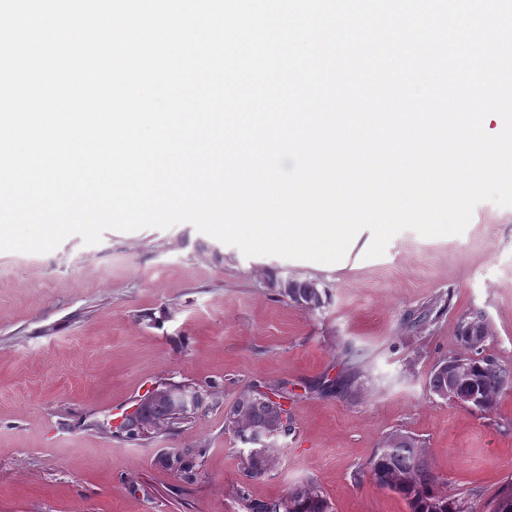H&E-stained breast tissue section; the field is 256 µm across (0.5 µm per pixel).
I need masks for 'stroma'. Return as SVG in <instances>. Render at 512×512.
I'll return each instance as SVG.
<instances>
[{
	"instance_id": "stroma-1",
	"label": "stroma",
	"mask_w": 512,
	"mask_h": 512,
	"mask_svg": "<svg viewBox=\"0 0 512 512\" xmlns=\"http://www.w3.org/2000/svg\"><path fill=\"white\" fill-rule=\"evenodd\" d=\"M371 241L361 230L333 264L248 257L185 222L94 245L72 235L34 259L0 252V512H248L306 481L333 512H408L356 478L395 430L491 512L512 484V390L485 413L433 395L429 377L477 312L492 326L487 354L512 366V207L479 203L458 235L401 231L378 258L365 256ZM289 280L328 289L329 303L311 313L283 300ZM429 305L425 328L407 327ZM347 346L357 392L321 393ZM164 382L220 383L228 404L254 383L286 387L292 432L276 470L246 482L220 408L144 443L101 431ZM201 440L195 483L159 465Z\"/></svg>"
}]
</instances>
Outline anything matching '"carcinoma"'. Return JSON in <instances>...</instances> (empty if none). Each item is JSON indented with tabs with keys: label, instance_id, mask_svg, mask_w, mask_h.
<instances>
[{
	"label": "carcinoma",
	"instance_id": "carcinoma-1",
	"mask_svg": "<svg viewBox=\"0 0 512 512\" xmlns=\"http://www.w3.org/2000/svg\"><path fill=\"white\" fill-rule=\"evenodd\" d=\"M279 295L291 302L315 311L325 305L323 292L312 282L288 281L279 289ZM491 336L490 322L481 313L461 322L457 341L465 352L438 363L429 379L430 391L444 399L470 409L490 412L503 391L512 388V370L484 354V349L473 345L469 332ZM462 361L470 369V380L476 387L473 399H467V390L454 378L452 364ZM360 370L348 365L347 373L323 387L325 391L350 389L358 381ZM197 384L161 383L162 397L146 394L133 412L124 416L112 434L128 441H148L153 435L187 424L192 418L223 404L220 386L211 383L195 394ZM288 394L279 386L250 385L243 389L230 407L224 409V427L237 441L249 448L245 476L259 480L275 470L280 463L277 439L286 436L291 428L285 426L288 410L282 400ZM152 427L150 434L140 431V425ZM206 444L199 442L191 448H169L159 458V465L185 483L198 476V458ZM368 477L382 490L399 495L408 512H473L472 493L450 492L443 487L432 461L427 457L419 439L408 432L395 430L376 449L369 467L358 473ZM250 512H331V506L320 490L306 481L292 486L288 493L275 499L249 504ZM492 512H512V484L502 489L493 500Z\"/></svg>",
	"mask_w": 512,
	"mask_h": 512
}]
</instances>
